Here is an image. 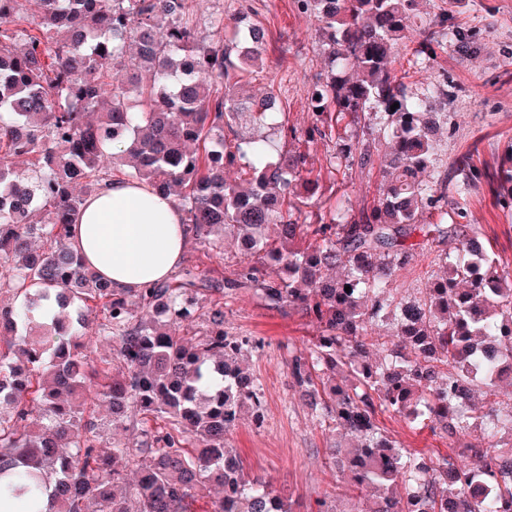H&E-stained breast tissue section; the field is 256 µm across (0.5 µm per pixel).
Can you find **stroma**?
<instances>
[{
    "label": "stroma",
    "instance_id": "1",
    "mask_svg": "<svg viewBox=\"0 0 512 512\" xmlns=\"http://www.w3.org/2000/svg\"><path fill=\"white\" fill-rule=\"evenodd\" d=\"M246 12L265 30L262 69L244 73L246 88L256 94L273 92L281 101L288 125L296 135L285 147L309 153L321 173L322 200L348 201L353 211L370 205L382 180L379 169L362 171L332 165L331 141H308L311 93L325 73L320 23L297 0H200L194 13L201 40L216 38V22ZM458 25L472 45L462 53L446 37L448 24ZM412 26H430L438 42L435 56L422 52L418 36L400 47L397 70L407 71L415 91L448 87L451 95L437 99L436 111L447 113L439 135L434 167L445 172L467 164L481 177L469 197L467 223L478 225L485 243L512 263V210L496 205L491 179L512 167V0H421ZM224 330L259 340L245 347L243 361L263 397L264 422L255 425L243 415L226 443L238 450L250 475L270 480L292 502L294 512H314L324 492L337 499L351 493L330 458L335 431L322 426L299 400L288 375V353L307 346L318 333L315 323L295 310L270 305L260 291L240 288L226 293ZM402 446L426 454L469 460V450L484 446L481 430L448 441L429 430L413 431L400 418H382Z\"/></svg>",
    "mask_w": 512,
    "mask_h": 512
}]
</instances>
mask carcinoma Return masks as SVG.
<instances>
[{"mask_svg": "<svg viewBox=\"0 0 512 512\" xmlns=\"http://www.w3.org/2000/svg\"><path fill=\"white\" fill-rule=\"evenodd\" d=\"M321 23L326 73L313 92L308 138L335 141L337 164L371 170L377 121L390 148L384 181L354 216L325 209L320 173L269 132L296 136L277 96L240 91L263 66L265 33L233 18L243 41L200 40L197 0H0V307L14 342L0 352V508L27 512H292L252 477L224 437L242 412L261 418L262 394L240 364L248 336L224 332V310L199 295L259 286L274 305L319 327L292 352L288 374L325 425L356 444L334 450L355 502L347 512H512V264L475 224L448 223L447 178L434 161L431 100L397 76L398 47L419 0H298ZM398 104L392 110L390 106ZM35 154L27 177L13 159ZM245 160L248 188L226 178ZM179 197L186 237L212 258L234 239L241 271L207 279L192 266L122 293L68 243L85 197L114 177ZM453 210L467 212L469 183ZM512 205V170L497 176ZM423 234L420 243L410 239ZM456 242V253L443 245ZM430 250L431 274L397 300L396 270ZM344 266L338 278L329 276ZM274 267L276 281L263 279ZM351 291H345V287ZM194 341L185 339L196 321ZM390 321L389 336L374 335ZM115 340L111 363L87 353L85 329ZM381 351L374 359L366 349ZM484 390L487 411L460 397ZM136 418V437L102 449V424ZM452 439L484 427L487 446L459 467L389 438L379 416Z\"/></svg>", "mask_w": 512, "mask_h": 512, "instance_id": "cac0c4a2", "label": "carcinoma"}]
</instances>
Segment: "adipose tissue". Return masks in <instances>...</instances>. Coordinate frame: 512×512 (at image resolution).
<instances>
[{
	"mask_svg": "<svg viewBox=\"0 0 512 512\" xmlns=\"http://www.w3.org/2000/svg\"><path fill=\"white\" fill-rule=\"evenodd\" d=\"M184 213L173 197L125 178L88 196L70 243L120 291L170 279L182 261Z\"/></svg>",
	"mask_w": 512,
	"mask_h": 512,
	"instance_id": "adipose-tissue-1",
	"label": "adipose tissue"
}]
</instances>
